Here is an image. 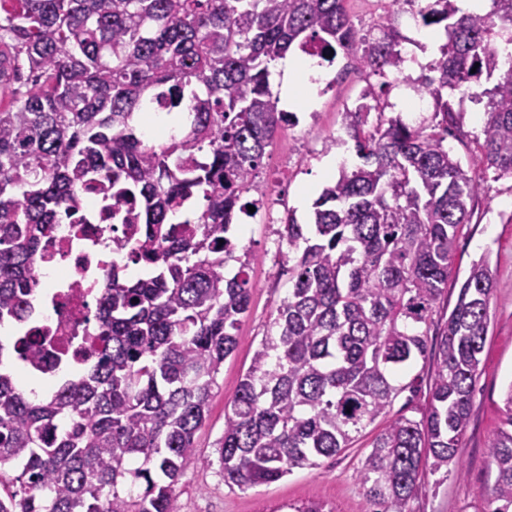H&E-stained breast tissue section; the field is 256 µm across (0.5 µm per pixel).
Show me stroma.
<instances>
[{"label":"stroma","mask_w":512,"mask_h":512,"mask_svg":"<svg viewBox=\"0 0 512 512\" xmlns=\"http://www.w3.org/2000/svg\"><path fill=\"white\" fill-rule=\"evenodd\" d=\"M383 88L384 98L399 104L412 95V87L383 85L379 76L355 71L350 79L318 91L313 109L299 113V122L278 131L267 149L257 179L261 192L274 201V214L294 213L307 223L314 200L326 185L319 166L336 159L356 165L352 143L331 144L343 131L345 111L353 107L366 86ZM462 117L463 141L449 140L461 159H469L482 134V105L455 102ZM242 245L253 254L250 270V310L240 324V344L224 362L218 386L204 425L195 435L199 463L191 465L176 486L178 512H279L286 504L321 502L332 512H366L365 489L358 477L361 461L386 419L415 416L429 398L433 360H418L411 369L421 378L418 392H403L393 402L387 418L377 419L336 457L322 460L315 469H298L279 482L242 491L225 485L218 464L219 441L224 434V413L253 353L270 330L277 307L287 297L288 248L278 242L277 227L258 218L246 219ZM487 258L494 280L490 322L481 355L480 374L473 392L470 418L458 456L449 461L447 474L425 478L410 503L411 512H484L493 495L496 474L487 457V441L500 427L504 394L512 384V176L487 173L484 191L474 207L471 224L459 235L448 269L450 286L440 302L441 312L454 307L458 285L474 261Z\"/></svg>","instance_id":"stroma-1"}]
</instances>
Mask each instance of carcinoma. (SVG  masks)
<instances>
[{"label": "carcinoma", "mask_w": 512, "mask_h": 512, "mask_svg": "<svg viewBox=\"0 0 512 512\" xmlns=\"http://www.w3.org/2000/svg\"><path fill=\"white\" fill-rule=\"evenodd\" d=\"M345 2L0 0V325L40 288L32 258L83 186L112 181V199L129 205L124 223L137 225L113 241L145 271L112 269L88 342L97 361L50 396L0 371V512H176L251 303V255L237 254L232 224L261 203L246 195L276 132L296 120L278 107L272 68L313 47L386 79L403 62V3L446 37L416 87L433 117L386 119L379 103L348 112L362 164L322 190L312 223L290 213L277 230L294 253L291 287L225 413L218 462L240 490L317 468L415 391L418 377L397 376L430 351L420 418L389 421L361 462L369 512H410L421 478L459 454L489 327L486 258L472 263L439 343L430 333L483 174L512 175V67L501 70L495 41L512 42V0L484 14L454 0H388L377 37ZM482 78L491 86L472 90ZM457 93L485 102L467 167L448 148L462 135ZM162 96L186 124L155 145L134 118ZM504 413L488 444L487 512H512V383Z\"/></svg>", "instance_id": "obj_1"}]
</instances>
